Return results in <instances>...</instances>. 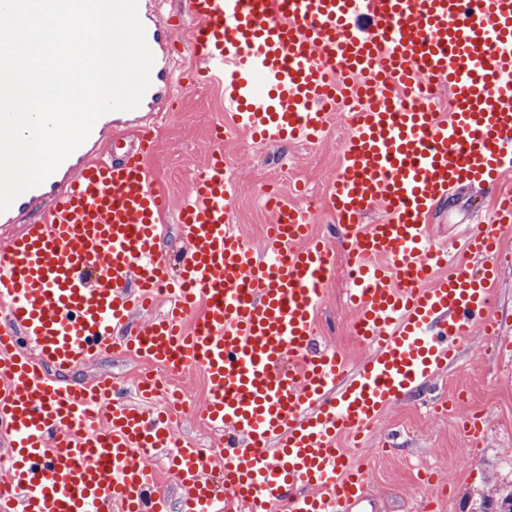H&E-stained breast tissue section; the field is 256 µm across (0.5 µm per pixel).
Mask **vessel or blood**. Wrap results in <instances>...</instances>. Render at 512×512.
Here are the masks:
<instances>
[{
  "label": "vessel or blood",
  "mask_w": 512,
  "mask_h": 512,
  "mask_svg": "<svg viewBox=\"0 0 512 512\" xmlns=\"http://www.w3.org/2000/svg\"><path fill=\"white\" fill-rule=\"evenodd\" d=\"M195 53L224 84L236 130L265 145L315 142L337 96L357 100L327 185L350 270L357 365L316 343L333 270L307 213L275 204L263 251L228 223L234 176L215 150L163 256L166 195L148 138H113L174 87L152 65L130 110L106 113L43 183L0 212V512H170L150 456L166 458L180 512H353L369 471L339 448L437 378L474 330L499 334L491 299L512 231V193L470 226L458 255L434 243L439 201L512 168V0H187ZM152 56L176 37L140 14ZM447 87L440 118L431 88ZM376 224L364 218L375 209ZM174 300L145 318L157 294ZM203 310L192 328L183 319ZM115 350L179 375L201 369L197 410L223 451L185 438L155 376L121 397L111 378L75 387L44 374Z\"/></svg>",
  "instance_id": "1"
}]
</instances>
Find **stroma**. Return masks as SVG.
Wrapping results in <instances>:
<instances>
[{"instance_id": "obj_1", "label": "stroma", "mask_w": 512, "mask_h": 512, "mask_svg": "<svg viewBox=\"0 0 512 512\" xmlns=\"http://www.w3.org/2000/svg\"><path fill=\"white\" fill-rule=\"evenodd\" d=\"M186 0H166L164 17L178 27L171 60L189 80L186 90L170 95L157 116L148 118L154 147L147 166L154 183L167 195L163 218L164 254L176 257L181 249L176 214L190 195V186L215 145L214 126L230 123L224 110V87L200 75L201 64L185 24ZM349 129L341 112H333L323 139L314 144L292 142L266 146L243 133H231L222 145L224 158L235 173L238 188L229 209V222L256 249H263L266 226L273 220L264 205L263 191L274 188L286 203L307 210L314 233L329 234L335 224L326 207V185L336 175L341 144ZM493 191L474 187L438 206L428 233L433 240L455 246L476 205L487 204ZM348 277L330 279L318 313L322 346L341 349L350 361L366 354L354 336V310L347 299ZM146 367L138 359L108 352L66 370L45 366L46 374L62 382L82 385L106 375L127 391H134ZM177 384L192 393L191 408L180 419V429L203 448L223 444L221 434L199 427L196 407L210 396L199 370L178 376ZM478 414L485 420L478 445H471L459 427L463 417ZM375 452L368 460L370 498L358 512H499L512 493V335L474 334L461 347L457 361L427 388L387 409L373 434ZM471 448L472 468L458 466L456 452ZM434 471L437 489L423 481L421 469Z\"/></svg>"}]
</instances>
